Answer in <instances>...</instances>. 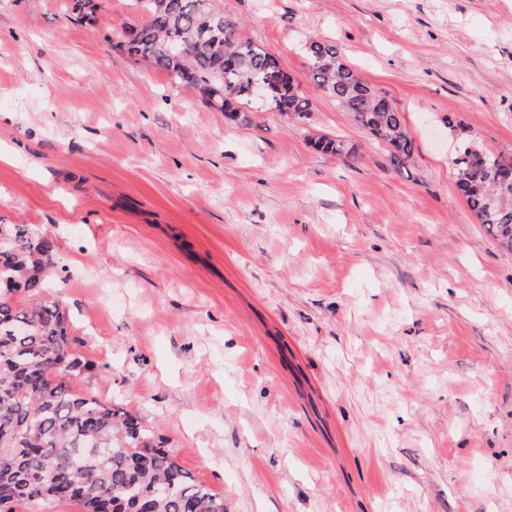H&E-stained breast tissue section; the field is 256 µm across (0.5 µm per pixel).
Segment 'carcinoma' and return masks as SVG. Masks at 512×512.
<instances>
[{"mask_svg": "<svg viewBox=\"0 0 512 512\" xmlns=\"http://www.w3.org/2000/svg\"><path fill=\"white\" fill-rule=\"evenodd\" d=\"M147 17L115 48L165 71L209 107L234 119L253 100L251 85L283 73L278 60L243 38L210 0H131ZM312 79L386 145L396 170H408L414 140L401 112L343 58L336 43L307 46ZM266 103L306 123L311 102L289 77L268 85ZM347 155L338 138L314 142ZM456 185L486 232L512 249V158L460 137ZM54 239L27 224H0V512L70 501L83 512H225L224 496L199 483L160 445L142 417L73 389L84 368L66 315L43 274Z\"/></svg>", "mask_w": 512, "mask_h": 512, "instance_id": "cac0c4a2", "label": "carcinoma"}]
</instances>
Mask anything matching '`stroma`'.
<instances>
[{
  "label": "stroma",
  "instance_id": "35a3bbf8",
  "mask_svg": "<svg viewBox=\"0 0 512 512\" xmlns=\"http://www.w3.org/2000/svg\"><path fill=\"white\" fill-rule=\"evenodd\" d=\"M98 3L0 0V224L56 242L73 388L153 422L226 512H512V251L453 165L460 129L512 157V0H213L306 124L225 118ZM313 40L403 112L409 173L314 85ZM265 102L296 123L304 124L310 120L311 102L289 76H285L280 84L268 85V96Z\"/></svg>",
  "mask_w": 512,
  "mask_h": 512
}]
</instances>
